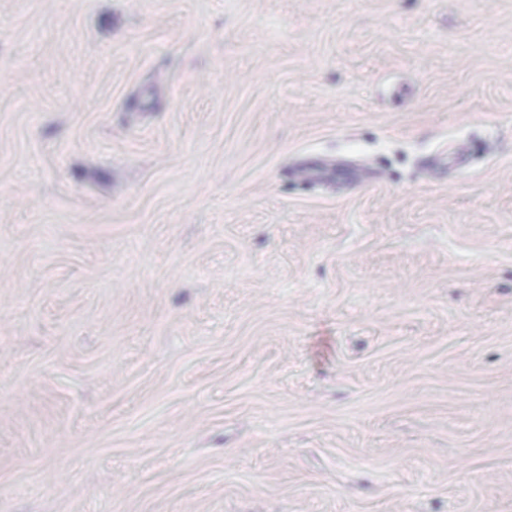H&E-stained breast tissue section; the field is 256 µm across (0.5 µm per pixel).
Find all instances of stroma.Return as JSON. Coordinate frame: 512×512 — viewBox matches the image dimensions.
<instances>
[{
    "instance_id": "stroma-1",
    "label": "stroma",
    "mask_w": 512,
    "mask_h": 512,
    "mask_svg": "<svg viewBox=\"0 0 512 512\" xmlns=\"http://www.w3.org/2000/svg\"><path fill=\"white\" fill-rule=\"evenodd\" d=\"M0 512H512V0H0Z\"/></svg>"
}]
</instances>
